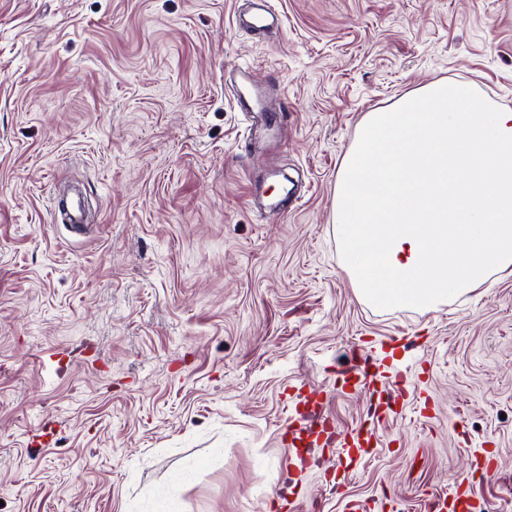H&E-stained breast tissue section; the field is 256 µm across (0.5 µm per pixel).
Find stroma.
Segmentation results:
<instances>
[{
	"label": "stroma",
	"instance_id": "stroma-1",
	"mask_svg": "<svg viewBox=\"0 0 512 512\" xmlns=\"http://www.w3.org/2000/svg\"><path fill=\"white\" fill-rule=\"evenodd\" d=\"M0 0V512H423L471 475L512 512V276L377 310L342 265L334 190L366 113L427 83L512 108V0ZM247 69L270 124L246 132ZM88 199L83 233L58 188ZM405 369L379 445L290 466L300 384L339 430L354 348ZM259 5L256 11L248 18L236 19L238 24L247 26V30L257 37L263 36L273 21H279V14L272 5L271 0H252ZM238 81L235 83L236 90V103L241 112H274L266 109L265 107H259L256 104L255 96L247 86L248 83V71H238Z\"/></svg>",
	"mask_w": 512,
	"mask_h": 512
}]
</instances>
